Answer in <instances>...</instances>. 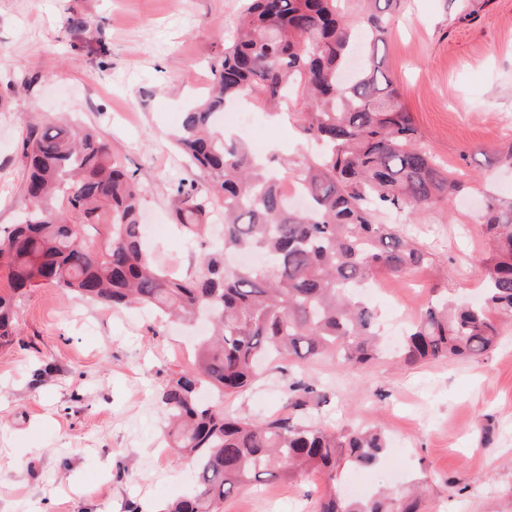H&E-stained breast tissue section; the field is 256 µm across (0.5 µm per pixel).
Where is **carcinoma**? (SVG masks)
<instances>
[{
    "instance_id": "cac0c4a2",
    "label": "carcinoma",
    "mask_w": 512,
    "mask_h": 512,
    "mask_svg": "<svg viewBox=\"0 0 512 512\" xmlns=\"http://www.w3.org/2000/svg\"><path fill=\"white\" fill-rule=\"evenodd\" d=\"M404 0H245L237 35L213 66L206 99L184 113L174 143L194 178L176 188V218L201 237L215 205L224 242L195 272L158 266L143 241L144 189L93 128L50 123L23 141L28 168L24 218L0 234L9 288L0 292V346L16 336L29 288L52 285L117 309L209 323L196 362L160 387L166 436L198 487L164 512H220L224 499L269 480L309 473L327 487L314 512H420L418 497H352L336 486L341 463L372 467L388 453L378 428L340 432L288 417L235 416L224 396L251 386L278 356L366 364L380 358L376 318L356 293L383 268L393 274L431 257L379 216L417 211L462 190L472 175L444 167L419 143L400 93L382 72ZM303 101L300 121L320 149L286 161L278 175L216 122L226 103L270 108ZM291 183L308 200L288 203ZM492 244L480 304L429 303L396 355L412 365L490 353L512 323V200L482 216Z\"/></svg>"
}]
</instances>
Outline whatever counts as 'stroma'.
<instances>
[{
  "label": "stroma",
  "mask_w": 512,
  "mask_h": 512,
  "mask_svg": "<svg viewBox=\"0 0 512 512\" xmlns=\"http://www.w3.org/2000/svg\"><path fill=\"white\" fill-rule=\"evenodd\" d=\"M242 0H0V231L25 212L22 142L37 117L95 128L146 193L145 244L160 264L191 272L206 248L175 219L171 186L187 177L172 141L206 91L235 32ZM477 9L475 21H460ZM422 144L474 177L411 215L382 214L428 251L431 265L380 271L398 304L371 298L384 341L400 340L427 304L475 300L477 257L491 247L478 222L491 198L512 197V0H407L379 48ZM243 130L266 156L307 152L301 100L274 119L251 100ZM193 337L136 308L110 309L45 285L28 292L13 344L0 347V512H160L193 493L191 465L165 448L161 384L190 368ZM315 393L291 406L289 387ZM234 415L295 414L331 429L380 425L390 452L375 468L340 465L337 484L372 494L423 485L421 512H512V334L476 360L406 367L383 358L350 367L284 360L224 399ZM322 476L225 499L221 512H312Z\"/></svg>",
  "instance_id": "obj_1"
}]
</instances>
